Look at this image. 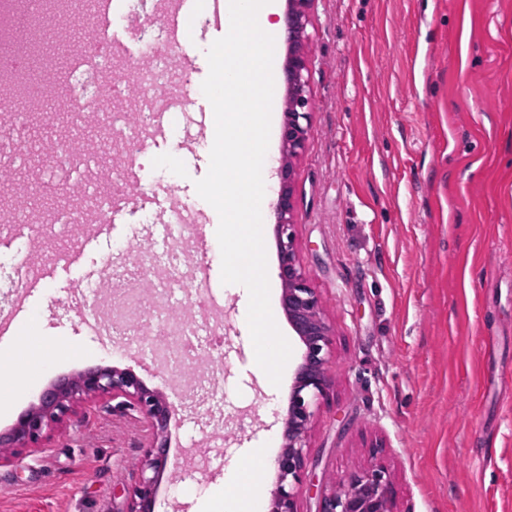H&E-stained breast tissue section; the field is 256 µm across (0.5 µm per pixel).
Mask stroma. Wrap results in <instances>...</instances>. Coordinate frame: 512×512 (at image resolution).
<instances>
[{"label":"stroma","instance_id":"obj_1","mask_svg":"<svg viewBox=\"0 0 512 512\" xmlns=\"http://www.w3.org/2000/svg\"><path fill=\"white\" fill-rule=\"evenodd\" d=\"M112 29L123 47L95 88L111 93L112 110L134 123L139 98L194 103L167 142L134 159L123 133L101 136L86 113L77 155L95 157L125 195L124 168L136 161L145 187L205 214L207 251L189 257L207 262L218 318L175 371L126 337L83 331L66 293L79 275L66 272L31 302L35 340L5 372L24 386L0 408V433L57 378L128 368L177 408L155 512H199L228 465L250 454L249 474L270 496L280 449L266 440L282 428L294 367L268 389L242 323L247 300L221 282L219 217L194 185L209 168L213 115L183 146L218 34L204 14L189 20V69L182 50L147 52V36L166 35L162 16L120 10ZM308 32L312 128L295 168L293 231L333 328L336 385L308 437L298 512H319L322 493L376 460L394 512H512V0H315ZM124 60L152 79L137 82ZM264 242L273 316L298 352L273 232ZM134 293L118 327L193 314L183 293L162 299L150 281ZM147 446L134 413L108 396L86 400L0 465V512H127Z\"/></svg>","mask_w":512,"mask_h":512}]
</instances>
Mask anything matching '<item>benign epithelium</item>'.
<instances>
[{
    "label": "benign epithelium",
    "mask_w": 512,
    "mask_h": 512,
    "mask_svg": "<svg viewBox=\"0 0 512 512\" xmlns=\"http://www.w3.org/2000/svg\"><path fill=\"white\" fill-rule=\"evenodd\" d=\"M313 0H288L285 27L288 58L285 82L288 91L281 129L283 156L276 168L277 188L273 206L281 306L288 323L303 345L288 391L283 421L282 449L274 461L276 489L265 504V512H297L296 485L306 465L309 428L315 401L334 386L331 370V330L322 303L311 288L297 259L293 226L295 172L293 160L305 149L309 138L312 108L308 58L303 49L307 38ZM108 395L119 406L135 410L151 432V441L139 463L141 478L127 512H154L155 495L167 465L166 432L176 407L162 393L148 388L131 370L96 366L77 377H62L46 388L38 405L28 409L15 426L0 435L1 448H23L38 443L44 431L61 423L74 402L85 396ZM391 484L385 468H370L349 474L339 487L322 499L320 512H393Z\"/></svg>",
    "instance_id": "benign-epithelium-1"
}]
</instances>
